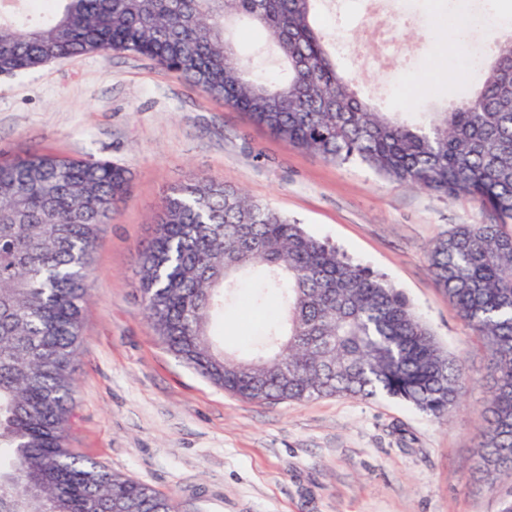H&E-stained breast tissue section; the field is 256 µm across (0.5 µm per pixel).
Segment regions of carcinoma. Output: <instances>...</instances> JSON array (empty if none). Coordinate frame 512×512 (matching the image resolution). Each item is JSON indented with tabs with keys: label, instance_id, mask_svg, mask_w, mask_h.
Listing matches in <instances>:
<instances>
[{
	"label": "carcinoma",
	"instance_id": "1",
	"mask_svg": "<svg viewBox=\"0 0 512 512\" xmlns=\"http://www.w3.org/2000/svg\"><path fill=\"white\" fill-rule=\"evenodd\" d=\"M0 12V76L91 52L145 56L286 144L446 199L491 224H458L426 254L488 358L490 407L474 471L512 474V34L496 37L479 88L407 120L363 97L316 25L321 0H21ZM242 19L285 65L253 76L234 47ZM110 160L34 154L0 161V512H178L174 499L68 448L94 251L126 195ZM139 256L143 311L168 350L241 399L391 397L445 420L464 386L405 297L267 203L212 178L165 196ZM259 271L285 306L255 352L215 347L213 318Z\"/></svg>",
	"mask_w": 512,
	"mask_h": 512
}]
</instances>
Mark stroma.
<instances>
[{"instance_id": "1", "label": "stroma", "mask_w": 512, "mask_h": 512, "mask_svg": "<svg viewBox=\"0 0 512 512\" xmlns=\"http://www.w3.org/2000/svg\"><path fill=\"white\" fill-rule=\"evenodd\" d=\"M440 0H324L318 24L346 43L339 66L392 112H431L482 71L456 66ZM393 33L398 52L379 36ZM235 49L259 78L283 65L265 35L239 22ZM33 153L106 158L132 179L96 250L75 363V452L174 497L180 512H499L512 476L480 487L476 428L488 408L486 353L428 267L427 245L491 217L454 201L331 164L284 144L223 101L202 97L150 59L97 52L0 79V160ZM242 189L297 220L407 299L464 367L461 403L442 423L408 403L345 396L258 403L232 396L170 353L147 322L138 251L163 197L189 177ZM241 301L213 328L243 347L280 300Z\"/></svg>"}]
</instances>
